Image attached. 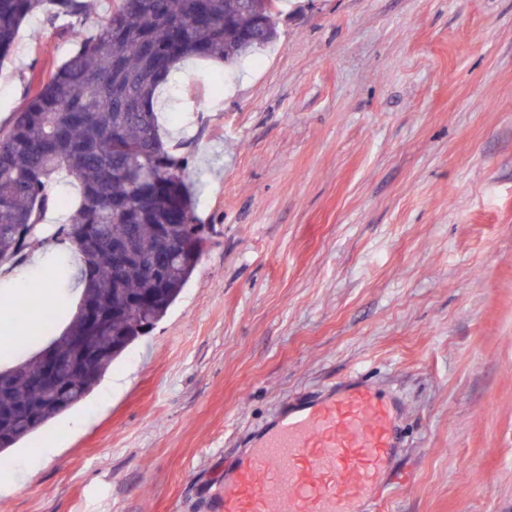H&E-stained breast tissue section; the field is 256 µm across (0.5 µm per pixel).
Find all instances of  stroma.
<instances>
[{
    "label": "stroma",
    "mask_w": 512,
    "mask_h": 512,
    "mask_svg": "<svg viewBox=\"0 0 512 512\" xmlns=\"http://www.w3.org/2000/svg\"><path fill=\"white\" fill-rule=\"evenodd\" d=\"M256 60H190L166 139L212 229L156 328L17 445L0 512H208L247 439L354 374L407 412L376 512H512V0H282ZM72 49L35 16L0 126ZM0 283V366L25 348ZM51 455H38L43 445Z\"/></svg>",
    "instance_id": "1"
}]
</instances>
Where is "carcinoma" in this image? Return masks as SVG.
I'll use <instances>...</instances> for the list:
<instances>
[{"label": "carcinoma", "instance_id": "cac0c4a2", "mask_svg": "<svg viewBox=\"0 0 512 512\" xmlns=\"http://www.w3.org/2000/svg\"><path fill=\"white\" fill-rule=\"evenodd\" d=\"M93 36L84 35L90 0H0V62L22 25L41 14L75 45L35 80L0 128V261L19 260L39 240H58L82 257L87 286L65 332L50 348L67 361L55 382L41 381V355L0 371V453L83 402L128 347L167 314L197 263L205 227L185 180L187 160L160 132L159 90L188 59L227 64L254 56L277 36L270 0L263 37L255 11L236 0H114ZM80 191L67 224H43L58 205L52 185ZM169 225L166 234L157 225ZM56 318L74 275L51 262Z\"/></svg>", "mask_w": 512, "mask_h": 512}]
</instances>
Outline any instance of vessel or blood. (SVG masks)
I'll return each instance as SVG.
<instances>
[{"label": "vessel or blood", "mask_w": 512, "mask_h": 512, "mask_svg": "<svg viewBox=\"0 0 512 512\" xmlns=\"http://www.w3.org/2000/svg\"><path fill=\"white\" fill-rule=\"evenodd\" d=\"M401 411L360 376L295 399L225 466L216 512H367L393 479Z\"/></svg>", "instance_id": "vessel-or-blood-1"}]
</instances>
